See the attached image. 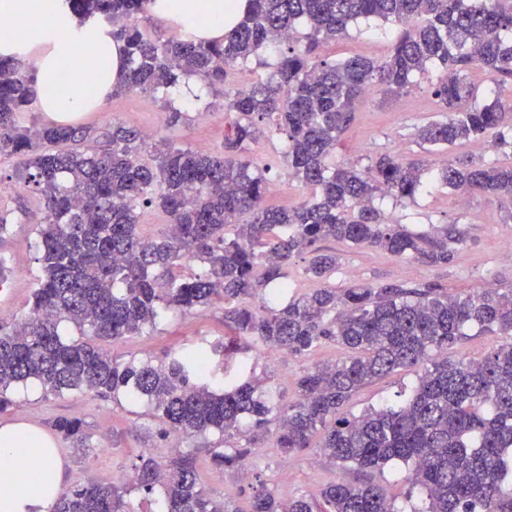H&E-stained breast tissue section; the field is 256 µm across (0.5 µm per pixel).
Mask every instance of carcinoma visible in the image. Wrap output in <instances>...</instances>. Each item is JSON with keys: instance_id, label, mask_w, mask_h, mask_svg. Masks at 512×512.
<instances>
[{"instance_id": "carcinoma-1", "label": "carcinoma", "mask_w": 512, "mask_h": 512, "mask_svg": "<svg viewBox=\"0 0 512 512\" xmlns=\"http://www.w3.org/2000/svg\"><path fill=\"white\" fill-rule=\"evenodd\" d=\"M149 0H67L79 19L112 23L129 57L121 92L156 93L179 78L196 77L224 87V112L234 115L224 155L162 142L153 163L140 162L148 136L116 126L104 151L79 150L85 127L19 125L33 92L31 77L0 56V155L18 159L26 185L43 200L39 274L25 319L0 325V407L7 393L28 381L54 395L76 392L145 400L162 428L158 437L217 433L224 447L207 449L224 468L243 467L251 445L240 444L243 424L253 436L270 434L289 455L320 448L346 471L384 472L397 461L411 471L408 512H512V290L474 288L450 294L439 284L400 282L322 286L275 306L265 287L292 288L288 265L309 256L305 273L327 281L338 267L325 239L368 245L427 266L448 265L465 242L452 222L430 232L392 224L374 199L412 198L425 189L423 175L453 191L512 201V164H479L456 156L434 164L457 142L496 131V145L512 148L504 116L512 103L481 102L470 80L474 70L498 84L512 80V0H248L237 26L212 45L191 35L156 42L135 23ZM407 24L381 59L354 55L329 61L323 43L359 18ZM302 21L307 32L297 30ZM277 64L246 88L228 81L238 64ZM437 63L430 83L440 119L418 130L426 156L407 162L384 153L359 168L328 165L336 143L354 119L369 88L399 94L415 75ZM274 118L286 138L288 175L314 190L293 207L265 204V173L248 157ZM157 206L169 224L156 236L138 231L139 210ZM198 261L189 277L179 269ZM259 299L254 305L252 300ZM224 302L228 343H194L157 365L112 356L97 344L64 339L67 322L83 336L116 340L153 328L160 313ZM502 337L479 361L448 359L469 331ZM300 356L323 341L343 349L331 364L307 370L295 400L281 399L247 375L245 339ZM239 353L236 372L214 357ZM424 366L406 398L346 411L363 386L401 369ZM52 428L83 441L81 424L66 417ZM131 487L160 491V512H242L201 484L191 454L162 457L152 451L132 464ZM128 489L114 482L79 485L52 512H134ZM249 512H402L380 486L344 480L320 498L279 499L259 490Z\"/></svg>"}]
</instances>
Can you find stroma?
Wrapping results in <instances>:
<instances>
[{"mask_svg":"<svg viewBox=\"0 0 512 512\" xmlns=\"http://www.w3.org/2000/svg\"><path fill=\"white\" fill-rule=\"evenodd\" d=\"M400 23L380 19L358 20L345 35L324 44V58L334 60L360 54L384 56ZM437 67L426 75L416 77L411 91L392 97L380 93L365 96L358 105L355 117L336 145L335 159L365 166L381 153L406 159L419 153L413 135L417 128L436 119V105L428 90L437 80ZM229 119L224 113L221 89L205 90L198 104L182 109L179 121H171L161 94L141 91L116 94L96 111L76 118V125L90 128V148L101 149L113 125L120 124L150 134L153 140H167L213 154H223L224 136ZM283 137L274 129L250 147L254 165L264 168L268 184L266 202L272 206H293L311 199L310 189L289 177L281 153ZM389 221H396L413 231L430 226L458 222L466 229V241L457 251L453 263L447 266H425L392 256L368 246H351L334 242L339 266L332 285L342 288L352 284L379 281L436 282L449 292H466L482 283L502 290L512 289V258L503 257L501 242L512 233V209L499 199L474 195L459 203L455 192L432 186L417 195L415 200L381 203ZM41 204L36 193L24 184L23 172L16 158L0 155V213L13 220L9 234L0 240V255L12 268L7 282L8 298L0 299V311L9 318H22L35 287L38 263V228L33 216ZM224 339V305L217 302L182 312L164 313L153 332L127 336L107 348L113 356L138 361H160L165 354L184 344L201 340L217 343ZM341 349L332 342H323L302 357H293L278 350H263L251 358L255 377L268 382L284 400L295 398L302 373L314 366L336 361ZM417 382V372L407 369L381 379L361 389L351 400L348 409L360 413L396 399L411 390ZM11 406L0 411V425L25 422L50 431L52 422L67 417L81 422L89 435L88 447L79 448L71 440L54 435L55 448L63 467L64 483L72 487L97 478L130 471L136 455L154 447L152 432L159 424L148 415L146 404L127 399L66 393L59 396L44 394L41 386L31 383L11 390ZM214 434L182 438L178 448L194 453L200 480L204 487L220 498L235 502L241 512H248L251 497L259 485H267L275 494L291 497L318 495L320 490L341 478L360 480L357 472L342 471L324 457L317 448L285 455L273 445L272 439L258 440L245 463L244 470L219 468L211 464L207 446L217 442Z\"/></svg>","mask_w":512,"mask_h":512,"instance_id":"obj_1","label":"stroma"}]
</instances>
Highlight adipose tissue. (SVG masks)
<instances>
[{
    "mask_svg": "<svg viewBox=\"0 0 512 512\" xmlns=\"http://www.w3.org/2000/svg\"><path fill=\"white\" fill-rule=\"evenodd\" d=\"M246 5L247 0H150L148 8L196 39L220 44ZM0 16L31 23L23 41L0 29V55L28 64L37 108L52 121L95 110L125 81V46L113 38L111 25L78 20L66 0H0ZM0 457L20 458L26 469L0 481V512H51L65 491L51 439L23 423L0 426Z\"/></svg>",
    "mask_w": 512,
    "mask_h": 512,
    "instance_id": "ef3b65f1",
    "label": "adipose tissue"
}]
</instances>
